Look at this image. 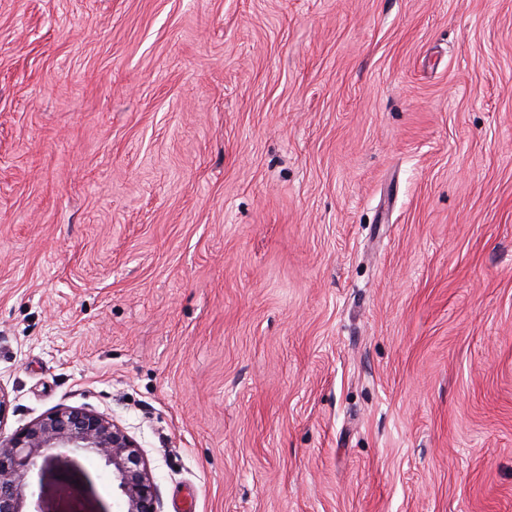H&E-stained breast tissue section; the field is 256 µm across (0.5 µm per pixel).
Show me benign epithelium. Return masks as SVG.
Wrapping results in <instances>:
<instances>
[{
	"label": "benign epithelium",
	"mask_w": 512,
	"mask_h": 512,
	"mask_svg": "<svg viewBox=\"0 0 512 512\" xmlns=\"http://www.w3.org/2000/svg\"><path fill=\"white\" fill-rule=\"evenodd\" d=\"M97 460L112 478V499L95 478H73L74 461ZM159 512L157 485L141 445L98 412L60 407L0 434V512Z\"/></svg>",
	"instance_id": "benign-epithelium-1"
}]
</instances>
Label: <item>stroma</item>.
Wrapping results in <instances>:
<instances>
[{"label":"stroma","instance_id":"stroma-1","mask_svg":"<svg viewBox=\"0 0 512 512\" xmlns=\"http://www.w3.org/2000/svg\"><path fill=\"white\" fill-rule=\"evenodd\" d=\"M0 388L161 512H512V0H0Z\"/></svg>","mask_w":512,"mask_h":512}]
</instances>
